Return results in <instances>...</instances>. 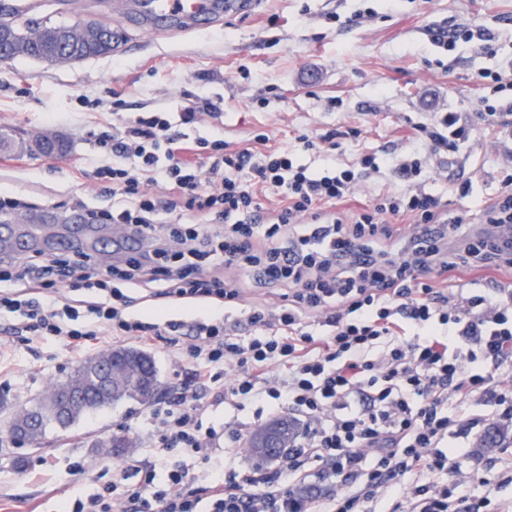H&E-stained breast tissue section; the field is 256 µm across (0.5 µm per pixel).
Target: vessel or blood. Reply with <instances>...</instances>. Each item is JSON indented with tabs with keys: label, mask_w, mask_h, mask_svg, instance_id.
<instances>
[{
	"label": "vessel or blood",
	"mask_w": 512,
	"mask_h": 512,
	"mask_svg": "<svg viewBox=\"0 0 512 512\" xmlns=\"http://www.w3.org/2000/svg\"><path fill=\"white\" fill-rule=\"evenodd\" d=\"M121 14L149 33L160 27L181 29L214 25L220 19L249 15L257 8V0H114ZM102 230L86 224L70 225L67 234L51 240L56 249L85 246L102 239ZM40 227L30 224H0V244L8 253L20 254L42 243Z\"/></svg>",
	"instance_id": "1"
}]
</instances>
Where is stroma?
<instances>
[{
	"mask_svg": "<svg viewBox=\"0 0 512 512\" xmlns=\"http://www.w3.org/2000/svg\"><path fill=\"white\" fill-rule=\"evenodd\" d=\"M24 2L0 0V21L123 25L112 0H39L32 12L21 11ZM368 8L373 17L360 18ZM331 12L340 22L328 21ZM444 19L490 29L500 53L488 57L475 42L452 51L440 47L428 29ZM124 27V44L106 55L62 64L21 57L0 62V136L49 133L67 145L61 158L0 149V193L25 195L37 206L36 213L11 215L12 223L48 214L56 224L71 223L77 197L92 208L111 206L89 175L101 162L93 137L157 107L177 112L197 96L220 102L222 117L205 118L198 129L207 134L222 124L225 140L241 147L260 127L275 147L294 146L302 134L357 128L359 141L345 142L336 153L337 163L350 165L365 148L405 154L411 126L433 113L476 119L487 94L476 74L497 68L512 73V0H402L395 11L386 0H259L250 17L206 30L164 35ZM336 97L342 106L329 108ZM476 138L466 153L428 160L432 177L426 189L441 196L450 211L479 210L499 189L502 171L512 169V126L482 125ZM487 139L497 141L495 153L486 152ZM464 180L473 182L476 196H458L455 185ZM77 365L58 338L2 343L0 392L31 406ZM148 412L145 405L119 403L67 430L48 432L41 445L19 446L7 435L11 412L0 408V512H61L113 476L137 480L134 460L155 466L161 477L180 462L198 482H206L211 465L179 451L147 452ZM122 429L129 432L131 448L114 454L94 447L96 438ZM485 431L477 426L461 440V492L474 512H512V484L489 494L473 478L486 459L512 463V447L477 450Z\"/></svg>",
	"mask_w": 512,
	"mask_h": 512,
	"instance_id": "obj_1",
	"label": "stroma"
}]
</instances>
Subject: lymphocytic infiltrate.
Listing matches in <instances>:
<instances>
[{
  "label": "lymphocytic infiltrate",
  "mask_w": 512,
  "mask_h": 512,
  "mask_svg": "<svg viewBox=\"0 0 512 512\" xmlns=\"http://www.w3.org/2000/svg\"><path fill=\"white\" fill-rule=\"evenodd\" d=\"M477 80L492 92L482 120L511 124L512 99L503 93L512 82L493 70ZM218 110L197 98L100 134L97 149L112 162L94 175L112 205L74 206L90 223L151 237V245L119 253L113 287L80 253L30 258L17 287L0 291V322L14 341L64 337L76 358L101 332L185 348V382L150 412L152 448L210 462L221 442L243 443L246 425L236 413L251 403L287 413L299 431L276 468L243 471L228 458L200 486L186 465H174L161 484L146 465L138 482L106 485L65 512H372L381 498L392 499L389 512H463L453 440L479 423L466 403L483 396L492 418L512 421V390L498 379L512 365V291L450 292L443 283L460 268L512 269V172L478 214L453 215L424 188L421 150L467 149L475 125L459 113L416 124L405 156L364 151L355 166L340 167V141L358 140L359 129L303 134L295 150L270 146L262 131L237 149L217 135L189 136ZM300 150L317 154L319 166L300 163ZM384 169L403 191L340 210L361 179ZM158 184L167 201L151 194ZM267 192L280 207H265ZM236 270L279 289L278 304L232 318L243 302ZM82 288L98 291L83 313L66 296ZM48 289L53 299L40 300ZM135 290L200 299L212 311L146 321L129 313ZM205 395L234 410L223 429L203 425Z\"/></svg>",
  "instance_id": "obj_1"
}]
</instances>
